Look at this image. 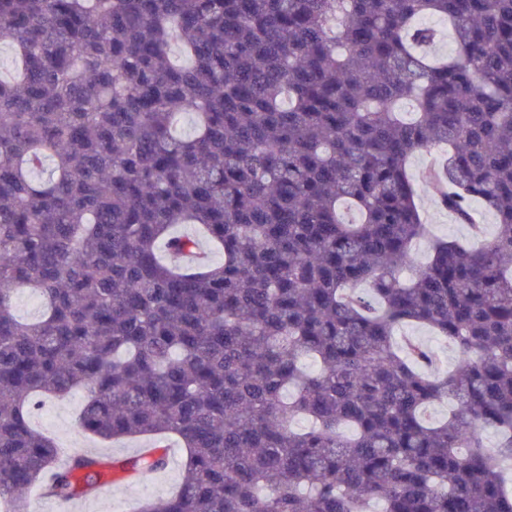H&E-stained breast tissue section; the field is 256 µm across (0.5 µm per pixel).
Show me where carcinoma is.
Instances as JSON below:
<instances>
[{
    "mask_svg": "<svg viewBox=\"0 0 512 512\" xmlns=\"http://www.w3.org/2000/svg\"><path fill=\"white\" fill-rule=\"evenodd\" d=\"M425 17L452 53L425 51ZM2 41L20 64L0 78L9 512L47 473L72 499L107 468L166 467L55 466L30 417L77 388L85 432L186 449L177 492L138 512H512V0H0ZM432 148L439 206L495 232L435 240L405 281L428 233L408 162ZM21 288L39 318L14 315ZM406 324L455 366L397 340ZM441 400L456 412L427 419ZM401 336H412L418 338L420 341L436 351L441 359V367L449 368L456 363V353L454 349L450 346H445L440 342L441 340L426 328L407 325L401 330ZM437 348H439V350Z\"/></svg>",
    "mask_w": 512,
    "mask_h": 512,
    "instance_id": "carcinoma-1",
    "label": "carcinoma"
}]
</instances>
